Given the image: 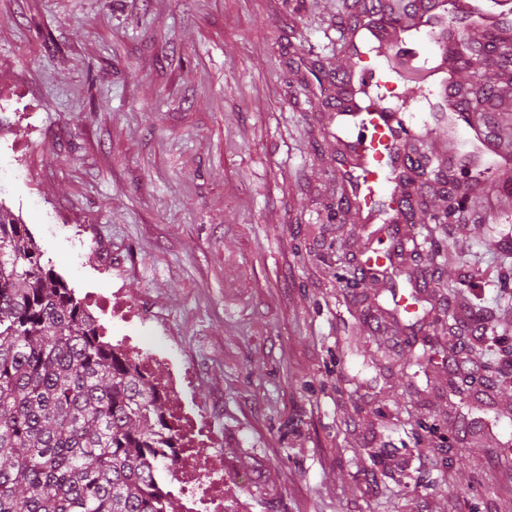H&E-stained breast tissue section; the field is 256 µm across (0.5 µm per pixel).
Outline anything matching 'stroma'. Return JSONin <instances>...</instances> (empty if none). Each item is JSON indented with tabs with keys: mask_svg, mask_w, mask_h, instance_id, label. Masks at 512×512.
Returning a JSON list of instances; mask_svg holds the SVG:
<instances>
[{
	"mask_svg": "<svg viewBox=\"0 0 512 512\" xmlns=\"http://www.w3.org/2000/svg\"><path fill=\"white\" fill-rule=\"evenodd\" d=\"M362 2L0 0V204L76 297L122 288L162 327L246 512H512V450L487 465L512 435V182L438 98L404 144L426 246L341 277L390 245L345 204L334 86Z\"/></svg>",
	"mask_w": 512,
	"mask_h": 512,
	"instance_id": "1",
	"label": "stroma"
}]
</instances>
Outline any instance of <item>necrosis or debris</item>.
<instances>
[{"label":"necrosis or debris","mask_w":512,"mask_h":512,"mask_svg":"<svg viewBox=\"0 0 512 512\" xmlns=\"http://www.w3.org/2000/svg\"><path fill=\"white\" fill-rule=\"evenodd\" d=\"M150 349L141 343L117 342L119 352L134 356L141 371L155 374L165 369L160 393L166 402L167 419L174 434V446L168 454L175 461L171 477L185 497L184 512H229L234 502L228 494L223 475L214 473L206 465V452L214 446V434L204 414L189 408L185 397L189 390L192 371L179 363L164 337L150 338Z\"/></svg>","instance_id":"necrosis-or-debris-1"}]
</instances>
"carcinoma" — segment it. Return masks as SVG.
Returning a JSON list of instances; mask_svg holds the SVG:
<instances>
[{"mask_svg":"<svg viewBox=\"0 0 512 512\" xmlns=\"http://www.w3.org/2000/svg\"><path fill=\"white\" fill-rule=\"evenodd\" d=\"M449 52L480 68L497 59L461 37ZM493 94L462 89L475 110ZM171 440L157 384L104 340L0 205V512H174L156 482Z\"/></svg>","mask_w":512,"mask_h":512,"instance_id":"cac0c4a2","label":"carcinoma"}]
</instances>
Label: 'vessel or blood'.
<instances>
[{"label":"vessel or blood","instance_id":"vessel-or-blood-1","mask_svg":"<svg viewBox=\"0 0 512 512\" xmlns=\"http://www.w3.org/2000/svg\"><path fill=\"white\" fill-rule=\"evenodd\" d=\"M509 13L512 0H424L409 27L386 26L373 14L365 15L362 28L377 44L381 57L364 56L354 64L357 78L343 91L341 111L354 130L348 143L349 161L364 188L353 198L356 209L368 210L370 196L382 192L393 201L394 223L406 221L405 200L398 193L407 166L401 143L407 137H422L425 130L409 121L404 107L414 101L416 92L445 96L451 91L442 78L450 32L435 26V17L453 20L478 14L493 26ZM414 81L419 91L411 90Z\"/></svg>","mask_w":512,"mask_h":512}]
</instances>
